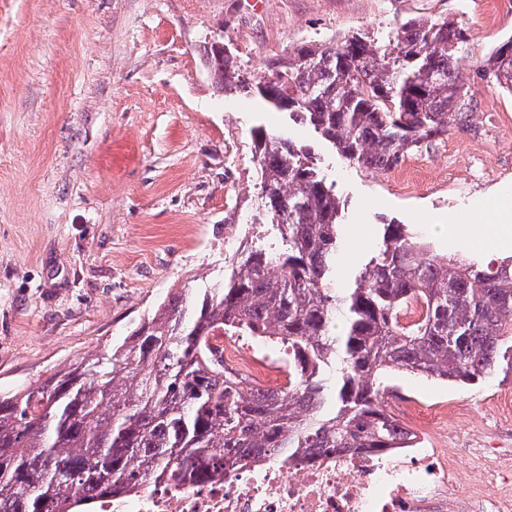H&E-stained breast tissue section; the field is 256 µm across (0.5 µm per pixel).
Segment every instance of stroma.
Listing matches in <instances>:
<instances>
[{"mask_svg": "<svg viewBox=\"0 0 512 512\" xmlns=\"http://www.w3.org/2000/svg\"><path fill=\"white\" fill-rule=\"evenodd\" d=\"M468 27L462 80L477 104L449 131L431 188L403 190L349 163L313 127L266 101L219 92L204 48L224 39L248 70L300 42L380 34L412 17ZM512 35V0H0V394L38 386L84 357L111 352L168 295L223 282L233 203L257 214L252 129L306 146L342 203L348 273L382 227L408 224L441 256H512L433 227L483 222L512 192V95L479 69ZM494 139L501 176L470 177V142ZM384 386L439 415L432 447L512 448V367L449 386L406 371ZM467 405L469 423L454 409Z\"/></svg>", "mask_w": 512, "mask_h": 512, "instance_id": "obj_1", "label": "stroma"}]
</instances>
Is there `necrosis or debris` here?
Listing matches in <instances>:
<instances>
[{
	"label": "necrosis or debris",
	"instance_id": "obj_1",
	"mask_svg": "<svg viewBox=\"0 0 512 512\" xmlns=\"http://www.w3.org/2000/svg\"><path fill=\"white\" fill-rule=\"evenodd\" d=\"M224 365L263 382L271 356L257 332L218 329ZM91 512H512V450L489 448L469 467L454 450L328 451L293 467L268 458L189 485L149 481Z\"/></svg>",
	"mask_w": 512,
	"mask_h": 512
}]
</instances>
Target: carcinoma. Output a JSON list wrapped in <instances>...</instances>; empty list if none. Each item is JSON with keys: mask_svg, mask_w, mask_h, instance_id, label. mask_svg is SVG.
Returning <instances> with one entry per match:
<instances>
[{"mask_svg": "<svg viewBox=\"0 0 512 512\" xmlns=\"http://www.w3.org/2000/svg\"><path fill=\"white\" fill-rule=\"evenodd\" d=\"M468 29L444 16L410 18L382 37L305 41L264 70L205 50L218 89L256 95L310 124L349 162L373 171L468 126L459 63ZM512 36L482 76L512 94ZM258 204L280 251L254 244L224 283L195 303L174 293L114 351L0 395V512H72L82 501L234 471L272 455L285 464L329 449L410 448L415 434L382 402L381 378L405 370L452 386L493 377L512 360V257L495 267L441 262L405 224L383 225L351 288L336 285L340 199L307 150L251 130ZM425 305L405 327L399 311ZM261 331L288 347V382L245 386L206 354L219 327Z\"/></svg>", "mask_w": 512, "mask_h": 512, "instance_id": "carcinoma-1", "label": "carcinoma"}]
</instances>
